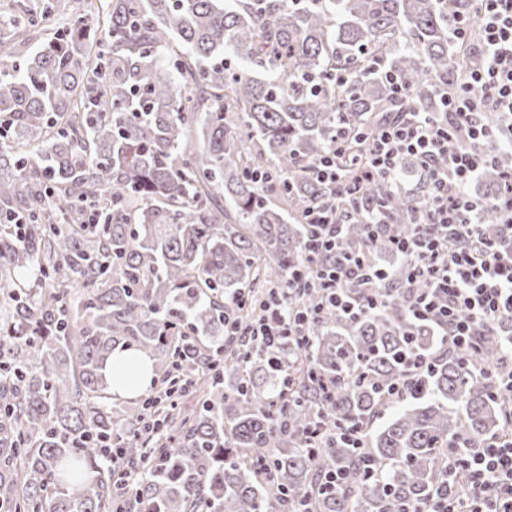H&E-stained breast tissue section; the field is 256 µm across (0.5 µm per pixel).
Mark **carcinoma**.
<instances>
[{"instance_id":"carcinoma-1","label":"carcinoma","mask_w":512,"mask_h":512,"mask_svg":"<svg viewBox=\"0 0 512 512\" xmlns=\"http://www.w3.org/2000/svg\"><path fill=\"white\" fill-rule=\"evenodd\" d=\"M333 3L12 0L0 17V512H114L100 448L114 433L126 464L149 446L162 457L127 512H288L283 492L310 512H405L431 503L448 458L508 431L512 401L480 370L512 367V323L478 322L473 348L451 349L409 313L420 283L359 316H314L282 371L224 336V316L248 324L286 285L307 209L336 205L312 175L336 141V166L383 217L374 239L341 215L339 251L401 270L390 240L412 234L429 201L361 181L359 161L377 127L440 111L462 82L449 18L470 0ZM481 181L480 235L507 247L493 206L503 167ZM321 296L311 277L292 303ZM117 350L174 388L178 371L196 377L197 408L169 404L170 430L151 445L139 427L152 396L113 404ZM357 423L360 449L339 434ZM333 473L336 490L322 486Z\"/></svg>"}]
</instances>
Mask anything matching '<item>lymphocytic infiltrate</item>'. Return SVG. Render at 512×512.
Returning <instances> with one entry per match:
<instances>
[{
    "label": "lymphocytic infiltrate",
    "mask_w": 512,
    "mask_h": 512,
    "mask_svg": "<svg viewBox=\"0 0 512 512\" xmlns=\"http://www.w3.org/2000/svg\"><path fill=\"white\" fill-rule=\"evenodd\" d=\"M481 19V52L454 90L441 94V109L385 126L375 138L363 175L397 178L412 156L430 188V204L417 215L416 231L391 246L405 261V278L419 284L409 304L412 317L433 326L449 347L473 345L475 322L512 321V249L482 240L480 201L468 186L500 158L499 134L490 115H512V0H471ZM464 134L468 147L453 143ZM311 235L288 285L270 291L266 314L252 327L225 321L224 333L270 351L274 363L288 361L305 347L302 331L311 311L290 306L291 290L315 273L323 303L348 315L383 305L388 271L368 269L359 253L336 255L343 226L335 213L310 208ZM449 471L469 484L466 497L438 496L424 512H512V437L492 438L468 456L451 460Z\"/></svg>",
    "instance_id": "1"
}]
</instances>
